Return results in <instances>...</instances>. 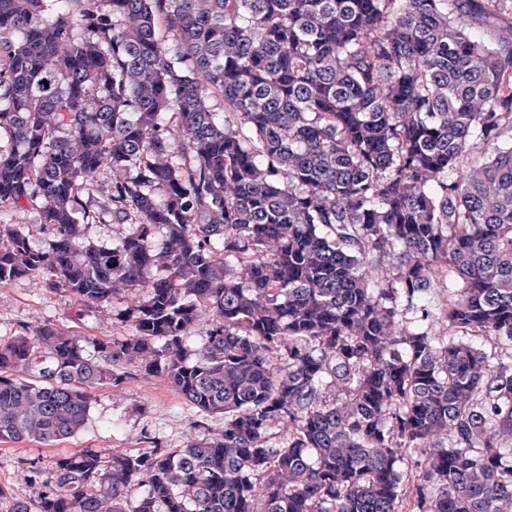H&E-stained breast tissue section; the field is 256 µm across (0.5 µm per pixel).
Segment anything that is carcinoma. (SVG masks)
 <instances>
[{"instance_id": "1", "label": "carcinoma", "mask_w": 512, "mask_h": 512, "mask_svg": "<svg viewBox=\"0 0 512 512\" xmlns=\"http://www.w3.org/2000/svg\"><path fill=\"white\" fill-rule=\"evenodd\" d=\"M509 12L0 0V208L40 198L51 230L0 226V285L137 295L121 340L0 342V439L74 436L129 366L224 416L33 465L10 512H512V146L469 161L512 131V35L462 23ZM104 215L132 231L84 241Z\"/></svg>"}]
</instances>
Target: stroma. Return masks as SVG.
<instances>
[{
  "label": "stroma",
  "instance_id": "1",
  "mask_svg": "<svg viewBox=\"0 0 512 512\" xmlns=\"http://www.w3.org/2000/svg\"><path fill=\"white\" fill-rule=\"evenodd\" d=\"M42 206V200L33 199L1 209L0 224L19 225L31 246L44 247L48 234L41 222ZM132 300L131 293L122 292L104 306L89 308L72 294L52 289L44 278H22L0 286V340L43 323L90 339H119L133 332L131 324L119 320ZM200 423L217 430L224 421L203 414L158 378L134 376L98 390L88 420L75 436L52 446L0 440V512H9L13 493L38 497L39 486L27 482L30 463L47 469L58 457L85 448L131 454L180 448Z\"/></svg>",
  "mask_w": 512,
  "mask_h": 512
}]
</instances>
